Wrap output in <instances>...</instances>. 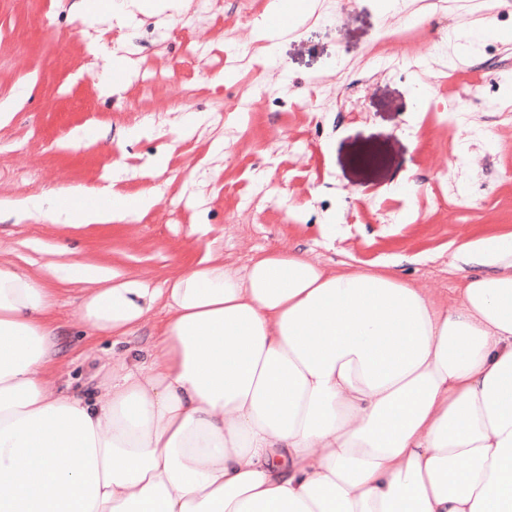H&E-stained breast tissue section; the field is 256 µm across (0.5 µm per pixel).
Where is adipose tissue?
Listing matches in <instances>:
<instances>
[{
	"label": "adipose tissue",
	"mask_w": 512,
	"mask_h": 512,
	"mask_svg": "<svg viewBox=\"0 0 512 512\" xmlns=\"http://www.w3.org/2000/svg\"><path fill=\"white\" fill-rule=\"evenodd\" d=\"M29 196L32 217L126 222L154 196ZM448 308L388 266L207 253L161 287L72 258L0 262V512H512V234L463 243ZM156 348L93 399L50 389L54 283Z\"/></svg>",
	"instance_id": "obj_1"
}]
</instances>
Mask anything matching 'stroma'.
Returning a JSON list of instances; mask_svg holds the SVG:
<instances>
[{
	"label": "stroma",
	"instance_id": "1",
	"mask_svg": "<svg viewBox=\"0 0 512 512\" xmlns=\"http://www.w3.org/2000/svg\"><path fill=\"white\" fill-rule=\"evenodd\" d=\"M76 2L0 0V212L13 211L0 216L1 261L35 271L66 249L159 286L211 249L242 265L288 248L329 265L395 261L453 308L456 247L512 233V112L494 109L512 102V0H304L272 61L256 37L271 0H190L171 18L92 26ZM487 21L477 55L449 53L450 31ZM94 41L128 69L118 94L100 93ZM465 91L479 103L454 116ZM142 125L151 135L133 136ZM78 127L93 138L70 141ZM160 152L166 167L148 171ZM116 167L114 191L157 198L130 221L18 212L30 195H87ZM80 301L78 285L59 293L52 380L90 395L112 358L151 346L164 314L116 345L82 325Z\"/></svg>",
	"mask_w": 512,
	"mask_h": 512
}]
</instances>
